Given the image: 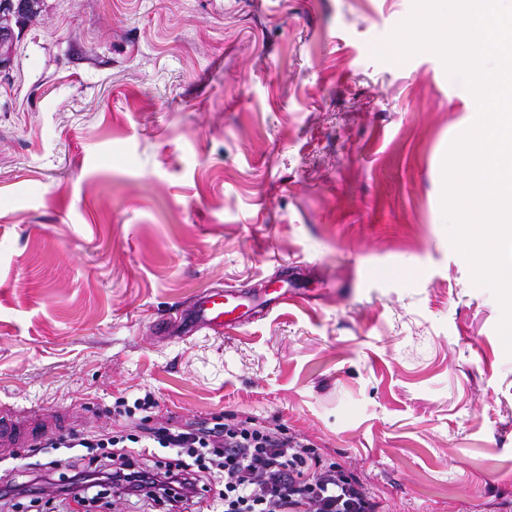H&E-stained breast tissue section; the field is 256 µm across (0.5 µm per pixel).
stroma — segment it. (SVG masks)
I'll return each instance as SVG.
<instances>
[{
  "instance_id": "obj_1",
  "label": "stroma",
  "mask_w": 512,
  "mask_h": 512,
  "mask_svg": "<svg viewBox=\"0 0 512 512\" xmlns=\"http://www.w3.org/2000/svg\"><path fill=\"white\" fill-rule=\"evenodd\" d=\"M413 0H43L0 76V403L308 439L386 512H512L501 306L447 234L474 100L373 45ZM300 303L158 334L202 291ZM53 491L1 512H113Z\"/></svg>"
}]
</instances>
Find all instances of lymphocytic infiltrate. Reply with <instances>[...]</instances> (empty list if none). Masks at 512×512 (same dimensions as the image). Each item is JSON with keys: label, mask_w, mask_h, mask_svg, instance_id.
<instances>
[{"label": "lymphocytic infiltrate", "mask_w": 512, "mask_h": 512, "mask_svg": "<svg viewBox=\"0 0 512 512\" xmlns=\"http://www.w3.org/2000/svg\"><path fill=\"white\" fill-rule=\"evenodd\" d=\"M54 448L98 450L94 469L75 472L61 492L73 500L109 485L117 501L149 498L170 512H195L203 494L217 487L222 512H384L354 475L324 463L311 443L253 421H188L137 426L126 434L62 437ZM162 448L171 461L139 464L128 448Z\"/></svg>", "instance_id": "obj_1"}]
</instances>
